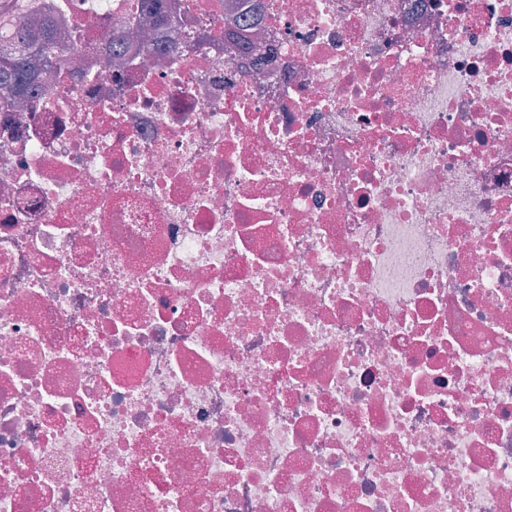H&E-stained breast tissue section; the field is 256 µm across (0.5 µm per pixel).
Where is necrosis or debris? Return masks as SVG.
<instances>
[{
	"instance_id": "1",
	"label": "necrosis or debris",
	"mask_w": 512,
	"mask_h": 512,
	"mask_svg": "<svg viewBox=\"0 0 512 512\" xmlns=\"http://www.w3.org/2000/svg\"><path fill=\"white\" fill-rule=\"evenodd\" d=\"M46 1L0 512H512V0ZM164 0H141L143 15L145 16L147 21H152L154 28H156V24L163 27L168 33H171L174 41L171 42L172 46H175L177 40L180 36L178 27H181L180 22L168 15H163L160 11V4Z\"/></svg>"
}]
</instances>
